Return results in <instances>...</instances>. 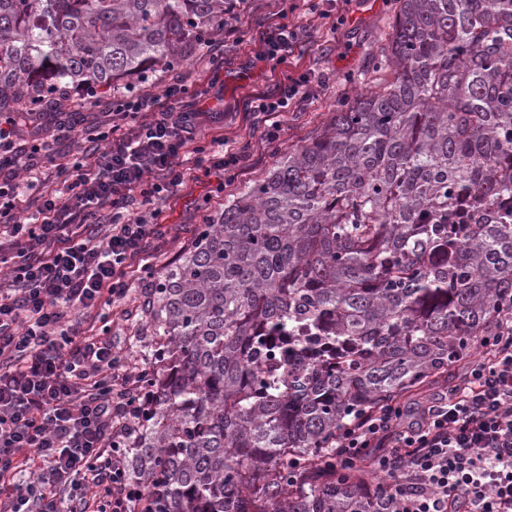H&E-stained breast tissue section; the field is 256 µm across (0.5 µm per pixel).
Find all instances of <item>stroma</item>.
<instances>
[{
	"instance_id": "obj_1",
	"label": "stroma",
	"mask_w": 512,
	"mask_h": 512,
	"mask_svg": "<svg viewBox=\"0 0 512 512\" xmlns=\"http://www.w3.org/2000/svg\"><path fill=\"white\" fill-rule=\"evenodd\" d=\"M392 6V0H241L236 9L241 45L227 51L220 62L206 50H197L178 68L176 73L184 78L189 91L203 94L220 111L219 118L205 120L200 126L202 143L222 137L234 146L251 144L254 164L231 179L215 172L200 174L166 200L161 222L168 260H175L192 246L194 231L203 216L220 214L226 200L263 177L279 154L307 139L337 101L351 95L348 75L372 72L392 22ZM283 9L288 12L289 24L306 26L308 31L305 42L287 60L289 69L299 74L323 71L329 73L330 82L316 89L312 102L300 112L289 115L277 141L266 144L260 142L258 132L243 118L245 101L270 86L269 68L247 66L251 56L249 41L267 17ZM170 75L166 68L156 67L151 76L131 78L128 85L119 84L113 92L99 94L93 103L80 88H70L73 109L84 113L85 118L72 139L53 143L51 152L74 151L76 141L92 128L97 107H108L113 97L125 94L127 87L145 88L160 96ZM110 338L115 352L127 358L131 366L149 365L155 338L144 311H137L127 320L120 310H113Z\"/></svg>"
}]
</instances>
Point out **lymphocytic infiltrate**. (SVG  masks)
<instances>
[{"label": "lymphocytic infiltrate", "instance_id": "f902f5d3", "mask_svg": "<svg viewBox=\"0 0 512 512\" xmlns=\"http://www.w3.org/2000/svg\"><path fill=\"white\" fill-rule=\"evenodd\" d=\"M302 37L279 22L260 31L254 59L283 64ZM324 74L281 72L253 97L274 141L289 106ZM172 79L163 96L112 105L107 130L54 157L55 189L25 199L18 169L38 177V145L19 133L34 112L0 113V512H131L125 449L157 394L102 337L138 272L154 275L161 238L155 205L190 177L187 160L230 173L247 150L198 141L199 112L180 108ZM111 210L103 220V210ZM480 358L441 400L401 425L399 409L365 411L338 435L337 464H362L390 480L399 512H512V313L478 339ZM30 472L27 485L14 481Z\"/></svg>", "mask_w": 512, "mask_h": 512}]
</instances>
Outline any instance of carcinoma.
<instances>
[{
	"label": "carcinoma",
	"mask_w": 512,
	"mask_h": 512,
	"mask_svg": "<svg viewBox=\"0 0 512 512\" xmlns=\"http://www.w3.org/2000/svg\"><path fill=\"white\" fill-rule=\"evenodd\" d=\"M234 9L0 0V105L178 68ZM375 68L158 277L137 512H398L337 435L512 307V0H396Z\"/></svg>",
	"instance_id": "obj_1"
}]
</instances>
